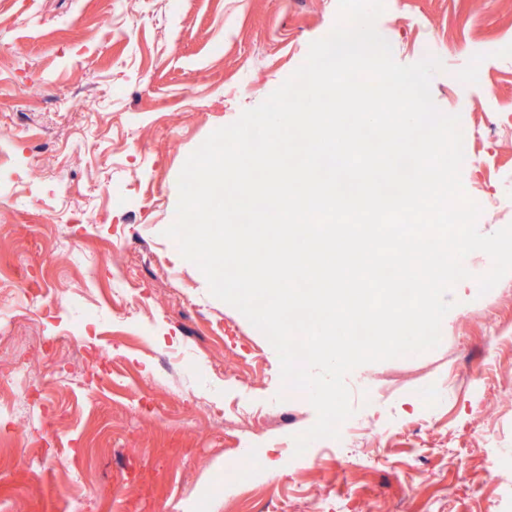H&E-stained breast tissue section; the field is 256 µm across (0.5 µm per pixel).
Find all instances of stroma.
Listing matches in <instances>:
<instances>
[{
	"label": "stroma",
	"instance_id": "stroma-1",
	"mask_svg": "<svg viewBox=\"0 0 512 512\" xmlns=\"http://www.w3.org/2000/svg\"><path fill=\"white\" fill-rule=\"evenodd\" d=\"M337 17L338 0H0V344L28 364L0 388L5 512H244L250 488L288 512H512V457L488 464L512 448V274L479 294L468 255L439 345L349 373L360 435L305 468L315 409L164 234L189 155ZM376 26L398 63L440 59L479 230L512 224V0H385ZM228 406L235 436L213 419ZM254 431L255 467L225 485Z\"/></svg>",
	"mask_w": 512,
	"mask_h": 512
}]
</instances>
